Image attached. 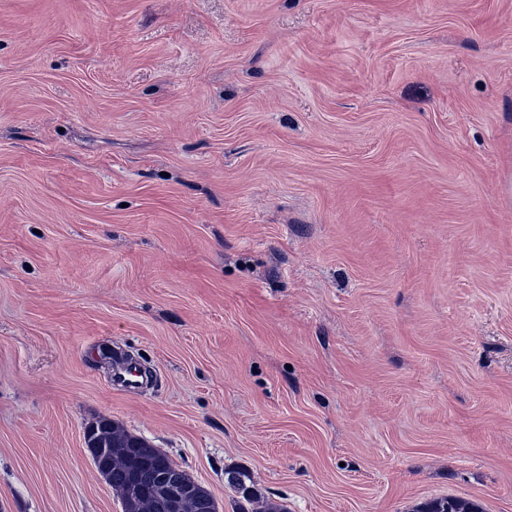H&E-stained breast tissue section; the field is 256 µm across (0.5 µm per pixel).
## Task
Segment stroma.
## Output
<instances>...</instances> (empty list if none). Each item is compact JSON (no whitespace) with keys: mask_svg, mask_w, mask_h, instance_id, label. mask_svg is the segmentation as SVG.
Here are the masks:
<instances>
[{"mask_svg":"<svg viewBox=\"0 0 512 512\" xmlns=\"http://www.w3.org/2000/svg\"><path fill=\"white\" fill-rule=\"evenodd\" d=\"M102 418L218 512H512V0H0V512H122ZM226 481L229 486L233 487L237 493L241 494L243 501L248 503L251 508L247 509L245 504L241 501L238 502L237 512H281V508L261 500V497L254 490L252 485L247 484L249 481L252 484L249 474L241 470H228L225 473ZM262 505L261 508H255L257 505ZM479 510L475 508L470 502L460 500V499H452V498H443L433 500L422 505L418 512H478Z\"/></svg>","mask_w":512,"mask_h":512,"instance_id":"obj_1","label":"stroma"}]
</instances>
